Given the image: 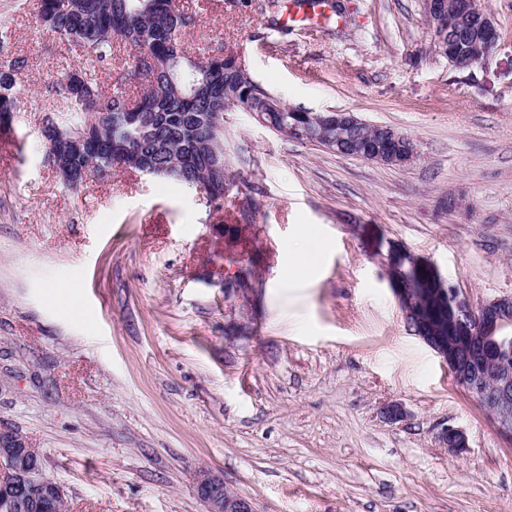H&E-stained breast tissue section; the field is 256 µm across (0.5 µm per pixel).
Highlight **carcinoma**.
I'll use <instances>...</instances> for the list:
<instances>
[{"label": "carcinoma", "mask_w": 512, "mask_h": 512, "mask_svg": "<svg viewBox=\"0 0 512 512\" xmlns=\"http://www.w3.org/2000/svg\"><path fill=\"white\" fill-rule=\"evenodd\" d=\"M40 25L67 45L87 50L90 69L71 73L53 91L59 105L56 117L41 131L45 153L58 149L59 137L80 145L64 154L57 173L63 185L78 190L93 176L104 178L101 165L107 161L138 170L144 163L154 177L192 183L203 191L223 178L224 168L212 162L209 145H224V127L217 123L224 112V84L234 80L240 87L239 102L260 104L265 98L267 127L295 137L293 128L309 122V113L287 107L279 97L259 85L235 56L215 55L201 62L182 47V32L197 22L196 14L183 12L175 0H71L70 8L58 11L55 0H39ZM134 50L133 70L121 75L117 84L144 86L140 99L131 102L119 90L100 99L96 71L112 67L113 42ZM15 76L0 79V126L17 108L16 74L25 59L10 57ZM107 111L112 118L93 127V114ZM409 288L421 293L427 308L439 309L433 301L429 272L409 276Z\"/></svg>", "instance_id": "obj_1"}]
</instances>
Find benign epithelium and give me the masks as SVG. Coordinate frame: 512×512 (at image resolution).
I'll return each instance as SVG.
<instances>
[{
  "instance_id": "obj_1",
  "label": "benign epithelium",
  "mask_w": 512,
  "mask_h": 512,
  "mask_svg": "<svg viewBox=\"0 0 512 512\" xmlns=\"http://www.w3.org/2000/svg\"><path fill=\"white\" fill-rule=\"evenodd\" d=\"M448 9L447 0H424L427 22L442 21ZM479 23L487 58L497 47V28L494 17L486 11L481 0H463L459 5L457 31L448 36V60L458 68H468L469 62H460L458 38L471 32V23ZM365 124L352 112H318L310 116L308 129L295 132L313 136L328 128L340 131ZM373 136L361 144L355 157L367 161L404 167L417 157V151L405 145V136L394 128L374 124ZM429 269L434 292L441 309L427 311L419 305L410 290L401 287L400 280L391 281L410 331L431 348L447 365L454 380L469 398L486 414L506 440L512 441V297L489 302L479 309L448 283L431 263L421 260L409 251L391 247L386 258L389 270ZM439 440L448 450L460 453L468 447L466 433L459 427H444ZM194 491L204 503L206 512H256L253 502L232 492L224 478L204 468L194 477ZM63 487L43 472L41 458L29 447L17 431L0 427V512H34L47 499L63 500Z\"/></svg>"
}]
</instances>
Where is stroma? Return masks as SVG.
I'll return each instance as SVG.
<instances>
[{
  "label": "stroma",
  "instance_id": "35a3bbf8",
  "mask_svg": "<svg viewBox=\"0 0 512 512\" xmlns=\"http://www.w3.org/2000/svg\"><path fill=\"white\" fill-rule=\"evenodd\" d=\"M336 2L339 22L281 27L266 0H177L195 55L240 56L289 106L391 126L417 160L228 112L218 209L122 166L65 191L40 131L88 56L37 25V0H0L27 62L0 130V425L66 512H205L202 468L257 512H512V442L409 330L386 267L397 244L473 307L512 296V0H485L499 45L464 70L436 53L423 0ZM300 244L318 266L292 283Z\"/></svg>",
  "mask_w": 512,
  "mask_h": 512
}]
</instances>
